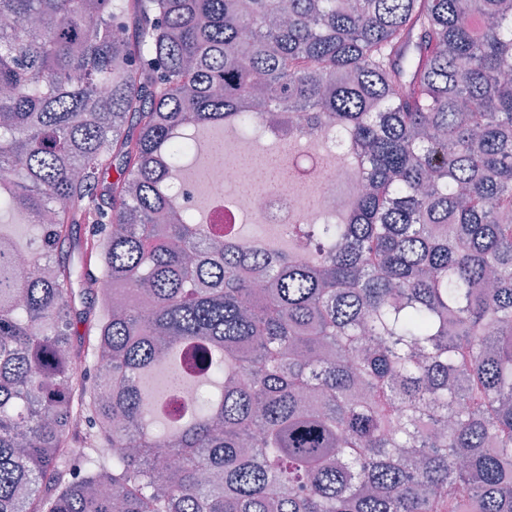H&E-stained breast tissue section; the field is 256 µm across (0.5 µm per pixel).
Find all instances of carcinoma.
<instances>
[{
  "instance_id": "obj_1",
  "label": "carcinoma",
  "mask_w": 512,
  "mask_h": 512,
  "mask_svg": "<svg viewBox=\"0 0 512 512\" xmlns=\"http://www.w3.org/2000/svg\"><path fill=\"white\" fill-rule=\"evenodd\" d=\"M265 123L364 178L286 250L171 192ZM0 205V512H512V0H0ZM18 224L14 215L0 210V232L12 236L21 248H26L30 239L34 235V224L27 223V218L23 214H17Z\"/></svg>"
}]
</instances>
